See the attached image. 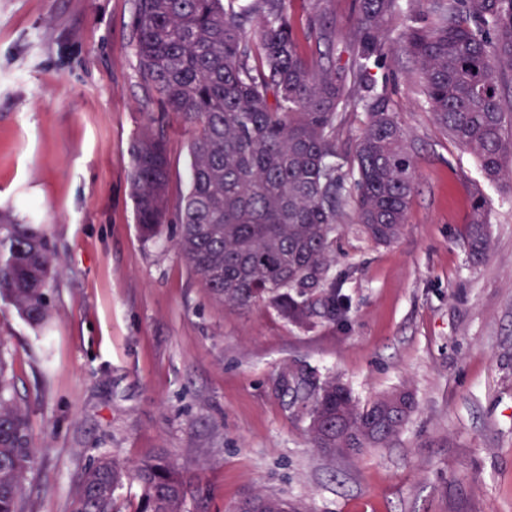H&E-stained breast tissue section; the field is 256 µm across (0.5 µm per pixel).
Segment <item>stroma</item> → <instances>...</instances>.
Here are the masks:
<instances>
[{
	"mask_svg": "<svg viewBox=\"0 0 512 512\" xmlns=\"http://www.w3.org/2000/svg\"><path fill=\"white\" fill-rule=\"evenodd\" d=\"M134 0H0V213L46 233L61 272L52 321L0 303L16 395L43 456L25 512H71L94 459L161 450L186 512H232L252 491L309 512H512V193L435 123L415 67L372 69L409 133L416 191L402 236L336 231L350 312L305 333L275 312L219 301L172 228L142 239L133 138L161 107L139 78ZM170 198L188 189L191 132L164 120ZM482 196L488 259L463 226ZM333 377L365 401L409 387L417 411L358 459L314 448L287 369Z\"/></svg>",
	"mask_w": 512,
	"mask_h": 512,
	"instance_id": "stroma-1",
	"label": "stroma"
}]
</instances>
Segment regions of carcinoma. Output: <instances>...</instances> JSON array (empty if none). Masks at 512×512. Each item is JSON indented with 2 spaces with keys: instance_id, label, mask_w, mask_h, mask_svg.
<instances>
[{
  "instance_id": "carcinoma-1",
  "label": "carcinoma",
  "mask_w": 512,
  "mask_h": 512,
  "mask_svg": "<svg viewBox=\"0 0 512 512\" xmlns=\"http://www.w3.org/2000/svg\"><path fill=\"white\" fill-rule=\"evenodd\" d=\"M292 0H136L139 76L166 111L192 132L189 188L177 213L175 247L220 301L263 306L306 332L345 316L333 273L336 224L353 206L357 234L378 245L402 235L415 190L409 135L370 69L398 46L417 67L435 122L478 161L485 177L512 190V0H423L396 38L398 0H358L346 26L348 62L333 56L336 24L309 0L316 51H299ZM365 113L350 169L339 140L347 112ZM149 113L133 142L131 193L142 236L171 223L170 161L162 122ZM468 261L490 251L481 201L467 224ZM57 273L45 232L0 216V302L33 326L52 316ZM6 341L0 339V512H24L28 473L39 448L18 404ZM310 441L323 453L359 457L386 444L416 409L403 388L367 402L336 379L314 394ZM138 485L136 512H185V480L162 454L130 466L103 458L82 471L72 512H117L116 491ZM235 512H306L298 501L260 491Z\"/></svg>"
}]
</instances>
